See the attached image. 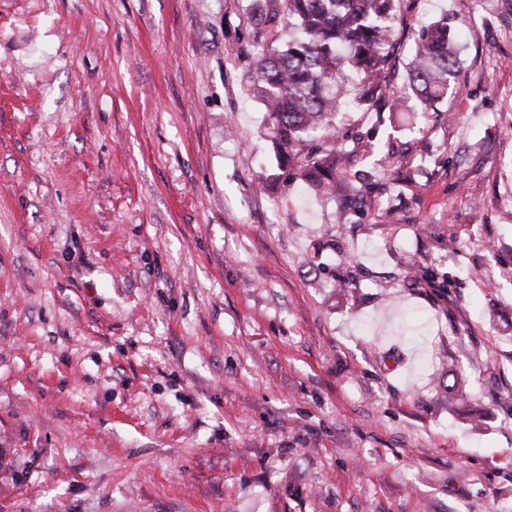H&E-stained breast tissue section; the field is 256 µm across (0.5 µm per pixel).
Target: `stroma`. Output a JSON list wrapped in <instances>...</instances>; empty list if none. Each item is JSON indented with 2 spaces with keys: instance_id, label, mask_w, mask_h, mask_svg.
<instances>
[{
  "instance_id": "obj_1",
  "label": "stroma",
  "mask_w": 512,
  "mask_h": 512,
  "mask_svg": "<svg viewBox=\"0 0 512 512\" xmlns=\"http://www.w3.org/2000/svg\"><path fill=\"white\" fill-rule=\"evenodd\" d=\"M264 3L0 0V512H512V0H399L393 88L436 19L459 65L345 100L398 165L343 224L248 89ZM458 63L448 47V22H433L415 39V53L407 84L399 91L392 106L409 107L412 101L425 105L434 103L448 93V80Z\"/></svg>"
}]
</instances>
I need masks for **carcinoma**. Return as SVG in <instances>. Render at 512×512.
<instances>
[{"label": "carcinoma", "instance_id": "obj_1", "mask_svg": "<svg viewBox=\"0 0 512 512\" xmlns=\"http://www.w3.org/2000/svg\"><path fill=\"white\" fill-rule=\"evenodd\" d=\"M277 1L283 8L272 9L268 21L280 16L295 33L279 48L255 41L247 82L272 121L278 164L346 204H363L381 184L349 173L375 144L337 145L334 119L348 94L365 106L385 98L398 0H271ZM457 63L447 19L433 22L415 39L407 84L392 106L434 105L448 93Z\"/></svg>", "mask_w": 512, "mask_h": 512}]
</instances>
